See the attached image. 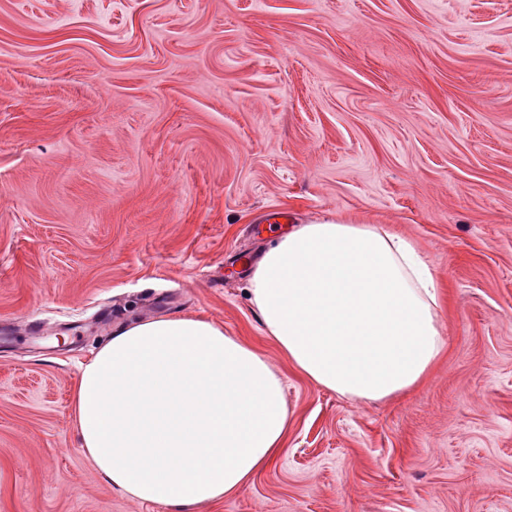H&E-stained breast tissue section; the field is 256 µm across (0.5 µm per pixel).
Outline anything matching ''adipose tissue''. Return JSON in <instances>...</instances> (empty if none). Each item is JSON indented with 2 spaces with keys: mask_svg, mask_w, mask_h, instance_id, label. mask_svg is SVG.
<instances>
[{
  "mask_svg": "<svg viewBox=\"0 0 512 512\" xmlns=\"http://www.w3.org/2000/svg\"><path fill=\"white\" fill-rule=\"evenodd\" d=\"M248 291L291 367L342 396L380 401L414 389L446 348L428 263L377 224L299 225L262 254ZM71 414L112 488L176 512L242 491L276 457L289 419L271 364L193 316L114 331L82 365Z\"/></svg>",
  "mask_w": 512,
  "mask_h": 512,
  "instance_id": "obj_1",
  "label": "adipose tissue"
}]
</instances>
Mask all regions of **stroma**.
Instances as JSON below:
<instances>
[{
    "mask_svg": "<svg viewBox=\"0 0 512 512\" xmlns=\"http://www.w3.org/2000/svg\"><path fill=\"white\" fill-rule=\"evenodd\" d=\"M331 215L411 239L447 351L415 389L301 378L248 279ZM223 323L279 371L283 447L198 512H512V0H0V512L111 489L70 392L114 328Z\"/></svg>",
    "mask_w": 512,
    "mask_h": 512,
    "instance_id": "35a3bbf8",
    "label": "stroma"
}]
</instances>
